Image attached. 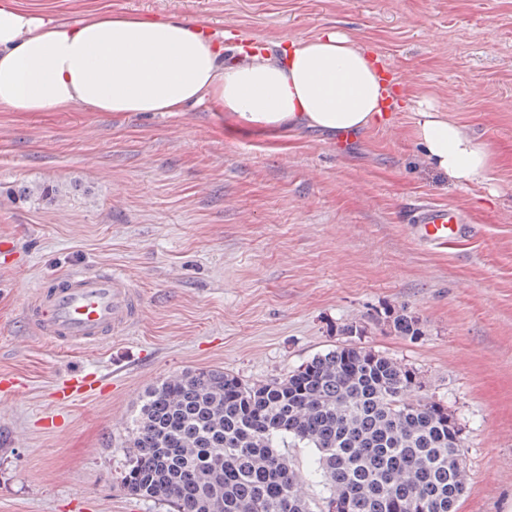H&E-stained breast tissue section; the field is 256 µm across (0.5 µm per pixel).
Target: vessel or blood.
Masks as SVG:
<instances>
[{
  "instance_id": "b4317fda",
  "label": "vessel or blood",
  "mask_w": 512,
  "mask_h": 512,
  "mask_svg": "<svg viewBox=\"0 0 512 512\" xmlns=\"http://www.w3.org/2000/svg\"><path fill=\"white\" fill-rule=\"evenodd\" d=\"M410 229L426 248H445L474 233L459 209L431 203L416 206ZM142 312L143 299L124 274L80 267L37 289L26 306V326L63 348H95L128 333ZM102 386L96 373L78 372L63 380L53 395L63 403Z\"/></svg>"
}]
</instances>
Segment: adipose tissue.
Masks as SVG:
<instances>
[{
    "label": "adipose tissue",
    "instance_id": "ef3b65f1",
    "mask_svg": "<svg viewBox=\"0 0 512 512\" xmlns=\"http://www.w3.org/2000/svg\"><path fill=\"white\" fill-rule=\"evenodd\" d=\"M203 101L263 132L343 136L380 116L384 94L369 57L337 32L228 65L223 45L199 25L112 10L46 18L0 0L2 110L180 112ZM413 135L456 184L484 178L489 149L444 113L417 110Z\"/></svg>",
    "mask_w": 512,
    "mask_h": 512
}]
</instances>
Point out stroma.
<instances>
[{
  "mask_svg": "<svg viewBox=\"0 0 512 512\" xmlns=\"http://www.w3.org/2000/svg\"><path fill=\"white\" fill-rule=\"evenodd\" d=\"M48 18L112 9L234 25L269 47L347 35L402 79V108L354 136L261 133L201 103L181 112L0 110V512H174L130 495L127 423L146 389L218 369L286 376L356 344L419 373L462 427L458 512H512V0H17ZM427 102L491 153L460 186L412 134ZM63 186L60 201L17 185ZM462 209L473 238L418 244L412 205ZM92 265L126 275L139 325L104 346L58 349L23 330L50 277ZM404 312L421 334L398 335ZM357 334H346L348 325ZM107 386L68 405L67 374Z\"/></svg>",
  "mask_w": 512,
  "mask_h": 512,
  "instance_id": "obj_1",
  "label": "stroma"
}]
</instances>
